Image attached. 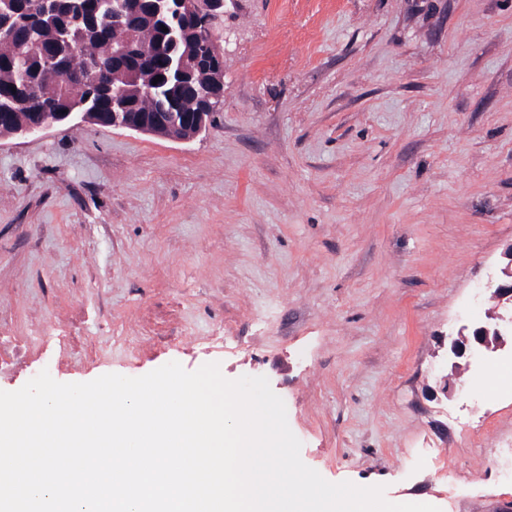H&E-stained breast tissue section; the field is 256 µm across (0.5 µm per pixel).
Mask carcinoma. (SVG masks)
Here are the masks:
<instances>
[{
  "label": "carcinoma",
  "mask_w": 512,
  "mask_h": 512,
  "mask_svg": "<svg viewBox=\"0 0 512 512\" xmlns=\"http://www.w3.org/2000/svg\"><path fill=\"white\" fill-rule=\"evenodd\" d=\"M98 22L85 27L73 0H53L49 11L38 0L28 4L30 17L13 19L10 40L0 41V113L12 112L17 120L48 117L83 104H98L102 112H191L208 94L207 86L192 72L208 52L209 32L191 34L173 44L169 34L137 13L133 5L118 0H95ZM134 39L139 55L133 74L112 69V51ZM54 48L49 63L45 53ZM162 76L152 84L156 76ZM31 86L21 103L18 89ZM135 86L145 90L134 107L112 100V89Z\"/></svg>",
  "instance_id": "cac0c4a2"
}]
</instances>
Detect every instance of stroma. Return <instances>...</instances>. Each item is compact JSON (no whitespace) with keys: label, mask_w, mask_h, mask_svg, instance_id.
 <instances>
[{"label":"stroma","mask_w":512,"mask_h":512,"mask_svg":"<svg viewBox=\"0 0 512 512\" xmlns=\"http://www.w3.org/2000/svg\"><path fill=\"white\" fill-rule=\"evenodd\" d=\"M189 142L0 139V390L215 362L301 459L440 512H512V356L457 359L512 243V0H237Z\"/></svg>","instance_id":"obj_1"}]
</instances>
